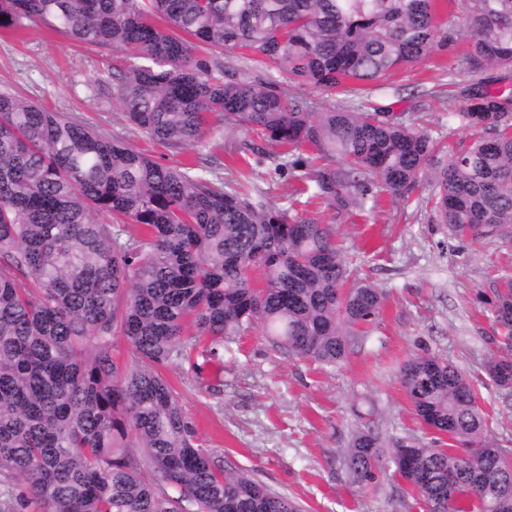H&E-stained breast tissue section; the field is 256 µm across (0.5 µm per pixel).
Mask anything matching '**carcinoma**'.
<instances>
[{"label": "carcinoma", "mask_w": 512, "mask_h": 512, "mask_svg": "<svg viewBox=\"0 0 512 512\" xmlns=\"http://www.w3.org/2000/svg\"><path fill=\"white\" fill-rule=\"evenodd\" d=\"M441 1L454 2L0 0L3 30L40 24L129 53L116 90L127 119L156 144L203 152L164 165L0 92V512H305L199 446L163 370L188 362L200 378L217 347L253 331L290 358H346L383 292L358 278L335 225L304 215L306 203L336 218L375 208L381 192L408 204L426 182L420 205L449 235L512 227V89L486 78L512 71V0H461L470 52L457 68L474 83L458 92L448 72V112L475 130L469 144L449 150L369 101L366 84L448 38ZM198 43L250 49L267 71L349 85L355 99L314 112L271 77L198 59ZM213 116L281 148L277 169L299 183L288 207L212 178ZM475 302L497 327L484 369L509 394L512 275ZM118 338L128 346L121 365ZM400 375L437 435L388 448L424 512H512V457L486 438L466 375L434 356L410 358ZM382 456L374 431L360 430L346 456L352 481H372Z\"/></svg>", "instance_id": "1"}]
</instances>
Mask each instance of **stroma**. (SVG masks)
Wrapping results in <instances>:
<instances>
[{
    "mask_svg": "<svg viewBox=\"0 0 512 512\" xmlns=\"http://www.w3.org/2000/svg\"><path fill=\"white\" fill-rule=\"evenodd\" d=\"M440 18L451 40L383 80L372 100L455 145L470 141L473 132L451 119L442 85L446 67L466 51L467 42L459 35L461 7ZM124 58L42 25L2 30L0 90L75 117L160 163L192 158L193 150L154 144L120 109L111 79ZM252 139L250 132L215 124L210 147L223 163L222 177H248L274 204L287 206L294 182L276 170L272 158L245 162ZM308 213L335 221L336 239L344 251L357 254L361 278L385 293L380 316L367 333L351 337L346 359L323 370L288 358L252 332L224 349L222 367L210 364L198 375L186 363L168 367L164 375L203 447L225 465L297 499L307 512H423L390 462H382L373 482L354 484L346 451L366 422L386 447L399 438L430 440L400 377L402 364L421 354L446 359L469 377L486 413V436L512 449V399H505L483 369L492 321L474 300L492 278L512 273V231L479 241L454 239L445 225L431 222L429 210L386 195L377 208L337 219L320 204Z\"/></svg>",
    "mask_w": 512,
    "mask_h": 512,
    "instance_id": "obj_1",
    "label": "stroma"
}]
</instances>
